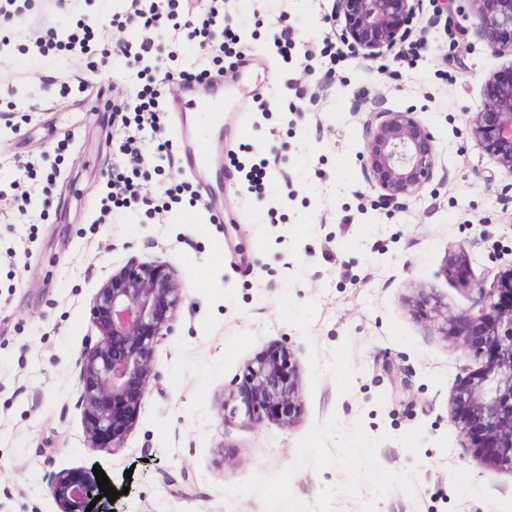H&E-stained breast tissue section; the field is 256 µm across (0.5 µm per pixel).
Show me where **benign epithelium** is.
<instances>
[{
    "mask_svg": "<svg viewBox=\"0 0 512 512\" xmlns=\"http://www.w3.org/2000/svg\"><path fill=\"white\" fill-rule=\"evenodd\" d=\"M343 16L342 39L365 59L394 51L421 0H337ZM474 25L492 52L512 59V0H467ZM501 73L486 82L481 109L470 121L473 138L512 172V81ZM364 166L387 199L409 195L429 181L436 166L435 138L410 112H374ZM473 308L453 319L452 334L477 342L485 364L460 378L449 406L475 457L488 465L512 466V266L492 281L475 285ZM182 301L174 271L165 263L129 261L100 286L90 310L98 340L78 359V400L86 445L119 448L151 382L153 345L173 332ZM249 424L272 414L291 423L299 411L298 380L285 348L246 367L238 392ZM58 512H101L102 495L93 472L61 471L50 480Z\"/></svg>",
    "mask_w": 512,
    "mask_h": 512,
    "instance_id": "benign-epithelium-1",
    "label": "benign epithelium"
}]
</instances>
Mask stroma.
I'll use <instances>...</instances> for the list:
<instances>
[{
  "instance_id": "1",
  "label": "stroma",
  "mask_w": 512,
  "mask_h": 512,
  "mask_svg": "<svg viewBox=\"0 0 512 512\" xmlns=\"http://www.w3.org/2000/svg\"><path fill=\"white\" fill-rule=\"evenodd\" d=\"M16 3L21 17L0 16V512H57L50 475L96 465L116 512H512V470L474 457L448 407L483 359L444 317L512 265V173L469 127L503 65L486 41L469 31L455 52L446 14L423 0L418 53L366 60L343 46L336 0H225L249 70L201 59L193 38L169 44L170 68L224 82L213 169L183 170L166 120L169 154L144 131L139 196L105 214L125 138L111 107L134 104L155 64L122 53L143 31L111 25L125 0ZM283 13L288 59L271 38ZM80 22L95 31L89 54L30 51ZM373 112L413 113L436 139L433 177L412 195L383 199L363 168ZM263 158L260 202L247 175ZM217 167L224 190L205 210ZM133 257L169 265L182 302L122 446L94 451L76 362L97 337L92 299ZM280 346L298 371L295 421L224 417L247 365Z\"/></svg>"
}]
</instances>
